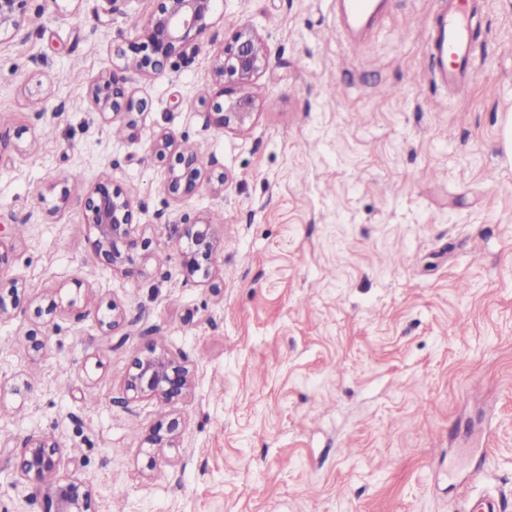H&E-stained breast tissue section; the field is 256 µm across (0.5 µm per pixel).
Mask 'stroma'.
<instances>
[{
    "mask_svg": "<svg viewBox=\"0 0 512 512\" xmlns=\"http://www.w3.org/2000/svg\"><path fill=\"white\" fill-rule=\"evenodd\" d=\"M479 3L485 52L458 99L426 56L434 0H388L355 51L327 0H219L206 51L132 79L148 108L117 135L84 90L157 0H29V24L0 42V233L14 249L0 293L26 283L0 321V512H42V492L12 485L32 435L59 442L62 473L90 480L99 512L512 501V0ZM244 23L273 70L256 82L248 130L206 127L212 56ZM162 131L209 161L179 202L149 152ZM104 174L166 264L101 267L80 196ZM202 216L223 244L205 286L172 255L180 219ZM52 293L74 305L49 329L34 310ZM113 302L131 322L115 347L97 330ZM31 331L46 349L28 348ZM153 345L192 371L177 405L125 401L133 359ZM162 417L181 420L180 445L152 458L142 440Z\"/></svg>",
    "mask_w": 512,
    "mask_h": 512,
    "instance_id": "stroma-1",
    "label": "stroma"
}]
</instances>
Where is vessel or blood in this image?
<instances>
[{
    "label": "vessel or blood",
    "instance_id": "vessel-or-blood-1",
    "mask_svg": "<svg viewBox=\"0 0 512 512\" xmlns=\"http://www.w3.org/2000/svg\"><path fill=\"white\" fill-rule=\"evenodd\" d=\"M336 25L351 42H358L384 10L383 0H331ZM428 24L426 51L436 83L455 97L469 92L478 73L472 32L479 22L475 0H439Z\"/></svg>",
    "mask_w": 512,
    "mask_h": 512
}]
</instances>
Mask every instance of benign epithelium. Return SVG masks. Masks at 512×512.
Instances as JSON below:
<instances>
[{
  "instance_id": "1",
  "label": "benign epithelium",
  "mask_w": 512,
  "mask_h": 512,
  "mask_svg": "<svg viewBox=\"0 0 512 512\" xmlns=\"http://www.w3.org/2000/svg\"><path fill=\"white\" fill-rule=\"evenodd\" d=\"M28 0H0V35L19 34L29 22ZM217 0H162L142 35L121 53L122 64L91 81L85 90L88 104L108 123L128 112H142L145 102L128 93L129 73L145 80L162 77L167 68L187 55V50L207 38L214 24ZM271 57L263 37L251 25H242L212 58V71L219 86L208 112L206 126L244 130L256 113L254 81L265 74ZM150 152L165 167L164 192L171 198L193 194L205 169L199 164L200 150L187 140L169 133L153 138ZM83 209L92 246L102 267L122 275L143 271L155 258L160 244L154 238L136 233L133 199L112 185L106 174L88 187ZM220 243L207 217L182 223L175 243L181 266L190 278L210 281L217 272ZM26 284L16 282L7 296L0 294V320L11 316L18 304V290ZM127 322L119 305L109 306V314L98 319L101 339L112 343L117 329ZM192 388V372L185 362L162 347H150L137 356L126 378L131 400L158 399L168 404L184 400ZM182 433L178 418L159 419L144 437L153 453L179 447ZM59 443L49 436L27 439L15 457L14 484L44 491L43 512H98L90 483L76 475L60 474Z\"/></svg>"
}]
</instances>
